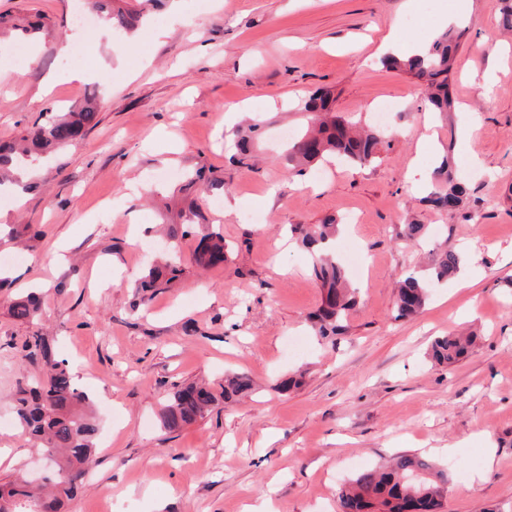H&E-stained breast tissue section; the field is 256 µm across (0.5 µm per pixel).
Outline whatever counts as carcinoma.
<instances>
[{
	"label": "carcinoma",
	"instance_id": "1",
	"mask_svg": "<svg viewBox=\"0 0 512 512\" xmlns=\"http://www.w3.org/2000/svg\"><path fill=\"white\" fill-rule=\"evenodd\" d=\"M156 0H89L90 9L112 30L131 34L141 24L148 6ZM459 34L448 29L421 55L387 56L383 65L407 72L428 88L427 105L434 112L451 111L453 99L449 79L455 63ZM334 98L329 92L315 91L306 98L303 110L318 117L313 128L295 135L288 148L286 161L290 169L310 168L328 155H336L351 164L365 166L378 159L384 131L373 128L359 131L349 119L336 115ZM98 109L87 101L69 112H55L43 123L35 125L22 137V143H0V185L12 168L23 158L49 154L55 148L81 139L96 125ZM262 127L252 124L248 133L239 137L235 148L237 163L250 166V146L261 136ZM434 188L427 202L453 215L465 201L466 185L460 178L451 157H446L433 171ZM339 224L330 220L323 224H297L293 231L297 240L311 255L310 272L322 288V307L311 316L318 336L328 339L343 329V322L356 306V296L348 288L345 269L336 262L329 244L338 232ZM193 236L196 246L193 263L201 269L224 264V236L215 231L199 230L192 219L181 228H171L168 237L176 240ZM459 255L438 248L430 255V280L410 274L397 283L395 318L407 319L420 314L429 299L431 284L441 283L459 270ZM183 273L180 257L173 253L163 262L150 266L140 282L141 298L145 303L169 287ZM11 315L30 323L34 330L22 343L24 358L42 357L46 367L44 377L30 391V396L18 400L16 415L43 456L52 464V480L56 495L43 499L18 476L0 484V512H15L13 506L22 502L25 512H57L63 498L71 496L77 482L94 462L99 434L98 421L91 411L88 394L75 382L64 358L51 351L48 336L43 332L40 299L33 293L17 297ZM472 345L468 336H439L431 344L430 357L439 365H452L466 357ZM253 390V380L245 373L227 376L224 383H189L180 386L161 410L165 429L174 431L205 417L220 403L231 402ZM448 475L428 457L418 453H402L383 465L359 471L338 494V512H406L414 502L424 512H436L447 494Z\"/></svg>",
	"mask_w": 512,
	"mask_h": 512
}]
</instances>
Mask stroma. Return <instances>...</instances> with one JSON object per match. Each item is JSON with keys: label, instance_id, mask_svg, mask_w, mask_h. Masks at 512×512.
Returning <instances> with one entry per match:
<instances>
[{"label": "stroma", "instance_id": "obj_1", "mask_svg": "<svg viewBox=\"0 0 512 512\" xmlns=\"http://www.w3.org/2000/svg\"><path fill=\"white\" fill-rule=\"evenodd\" d=\"M500 7L164 0L124 52L100 29L74 26L87 0H0V71L12 70L16 44L30 50L25 76L0 80V141L87 95L101 104L83 140L19 172L23 198L0 200V225L42 232L10 266L13 291L38 287L44 331L93 397L100 425L96 464L60 512H336L350 478L399 453L447 470L443 512H512V33L499 25ZM39 15L45 27L29 30ZM450 27L463 34L456 110L429 118L419 83L379 59L386 44H429ZM75 31L110 76L46 89L70 66L58 48ZM319 88L337 114L368 122L379 103L395 102L376 162L284 168L290 135L310 121L301 102ZM473 113L480 128L470 139ZM245 118L264 127L249 169L230 163L226 137ZM446 154L467 167L465 206L453 216L424 203L431 183L416 176ZM200 168L213 189L182 192ZM132 179L144 193H127ZM215 198L239 204L216 210ZM195 208L223 233L227 262L200 270L195 240H179L183 277L135 309L160 226L180 225ZM349 213L356 223H345ZM329 217L343 221L337 257L353 250L364 261L350 278L358 304L332 342L311 327L322 290L288 234ZM410 223L427 226L424 241L399 238ZM444 246L463 255L474 287L438 284L419 317L396 319V281ZM9 304L0 292V483L45 463L14 411L44 365L21 358L32 328ZM463 329L476 337L469 356L434 365L431 341ZM295 338L306 342L298 357ZM297 371L302 384L279 392ZM233 372L253 379L252 394L178 431L163 428L160 410L177 386Z\"/></svg>", "mask_w": 512, "mask_h": 512}]
</instances>
